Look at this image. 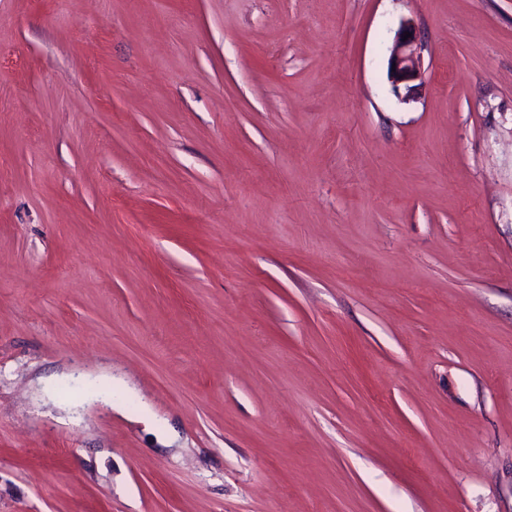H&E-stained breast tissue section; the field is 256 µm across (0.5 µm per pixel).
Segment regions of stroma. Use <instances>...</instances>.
Instances as JSON below:
<instances>
[{"instance_id": "35a3bbf8", "label": "stroma", "mask_w": 512, "mask_h": 512, "mask_svg": "<svg viewBox=\"0 0 512 512\" xmlns=\"http://www.w3.org/2000/svg\"><path fill=\"white\" fill-rule=\"evenodd\" d=\"M0 512H512V0H0ZM404 32L411 33V37L404 40ZM421 43L418 42L417 29L410 19L400 21L396 30L394 42L389 58V78L395 92L405 91L402 100H409L418 85H412L422 78L421 73ZM395 64V68H392Z\"/></svg>"}]
</instances>
